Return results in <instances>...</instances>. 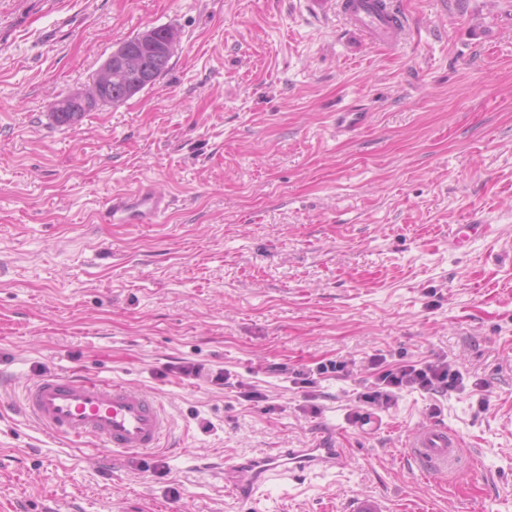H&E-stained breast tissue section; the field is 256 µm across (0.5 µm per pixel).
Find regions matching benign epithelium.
Segmentation results:
<instances>
[{"instance_id": "7a95c632", "label": "benign epithelium", "mask_w": 512, "mask_h": 512, "mask_svg": "<svg viewBox=\"0 0 512 512\" xmlns=\"http://www.w3.org/2000/svg\"><path fill=\"white\" fill-rule=\"evenodd\" d=\"M134 54L135 50L131 46L120 44L100 66L89 88L73 91L63 99L54 100L56 111L74 113L72 121L76 122L79 113L109 100L114 84L130 87L143 83L148 87L153 85L152 60L146 56L139 61Z\"/></svg>"}]
</instances>
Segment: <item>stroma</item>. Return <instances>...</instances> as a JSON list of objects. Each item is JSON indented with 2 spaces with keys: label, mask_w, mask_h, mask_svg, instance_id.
I'll use <instances>...</instances> for the list:
<instances>
[{
  "label": "stroma",
  "mask_w": 512,
  "mask_h": 512,
  "mask_svg": "<svg viewBox=\"0 0 512 512\" xmlns=\"http://www.w3.org/2000/svg\"><path fill=\"white\" fill-rule=\"evenodd\" d=\"M398 3L386 46L308 0H0V512H512V0ZM159 26L180 41L152 87L51 119ZM141 184L173 197L160 223L96 221ZM374 354L463 386L363 404ZM328 360L347 371L296 382ZM84 371L162 400L171 438L121 459L20 413L26 385ZM435 420L468 476L410 463ZM326 434L341 473L225 503V460Z\"/></svg>",
  "instance_id": "stroma-1"
}]
</instances>
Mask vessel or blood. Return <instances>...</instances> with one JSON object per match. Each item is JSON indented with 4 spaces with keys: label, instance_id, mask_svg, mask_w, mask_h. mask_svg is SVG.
<instances>
[{
    "label": "vessel or blood",
    "instance_id": "obj_1",
    "mask_svg": "<svg viewBox=\"0 0 512 512\" xmlns=\"http://www.w3.org/2000/svg\"><path fill=\"white\" fill-rule=\"evenodd\" d=\"M317 13L338 8L347 22L374 43H389L410 21L395 0H309ZM171 207L168 195L152 186L115 193L96 216L106 224H156ZM22 408L52 434L89 439L122 456H137L159 447L172 427L164 406L128 384L97 375L50 374L38 378L24 394ZM408 457L435 478L461 476L472 465L462 439L452 428L430 423L408 436ZM347 455L335 441L321 438L313 448H279L225 466L224 486L239 501L254 499L270 480L298 481L315 471L344 469Z\"/></svg>",
    "mask_w": 512,
    "mask_h": 512
}]
</instances>
